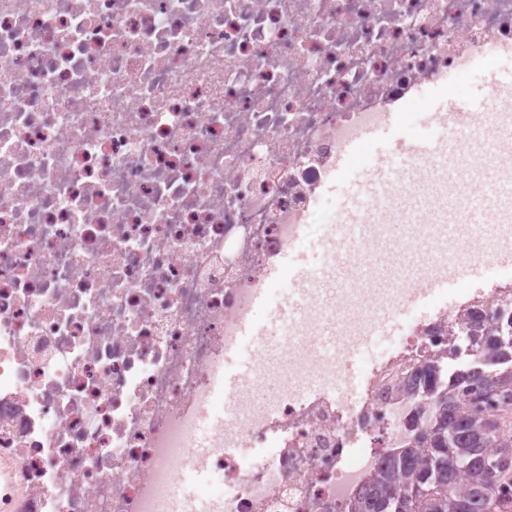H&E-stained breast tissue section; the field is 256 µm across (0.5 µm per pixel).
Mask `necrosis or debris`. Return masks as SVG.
I'll list each match as a JSON object with an SVG mask.
<instances>
[{
  "label": "necrosis or debris",
  "instance_id": "1",
  "mask_svg": "<svg viewBox=\"0 0 512 512\" xmlns=\"http://www.w3.org/2000/svg\"><path fill=\"white\" fill-rule=\"evenodd\" d=\"M511 58L512 0H0V512H348L408 445L430 358L512 323V84L365 204L356 260L410 254L407 273L274 289L272 395L224 396V353L287 253L334 264L340 149ZM489 168L487 224L450 240ZM406 198L409 233L383 236ZM475 264L493 276L430 295ZM390 316L399 336L345 389L326 330ZM186 469L223 492L176 502Z\"/></svg>",
  "mask_w": 512,
  "mask_h": 512
}]
</instances>
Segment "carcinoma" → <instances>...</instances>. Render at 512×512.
<instances>
[{
  "mask_svg": "<svg viewBox=\"0 0 512 512\" xmlns=\"http://www.w3.org/2000/svg\"><path fill=\"white\" fill-rule=\"evenodd\" d=\"M469 343L473 358L452 353L448 381L439 364L427 367L435 413L408 446L392 453L349 512H489L496 485H512V407L488 418L459 393L463 386L486 401L512 398V367L485 370L512 362V336H471Z\"/></svg>",
  "mask_w": 512,
  "mask_h": 512,
  "instance_id": "cac0c4a2",
  "label": "carcinoma"
}]
</instances>
